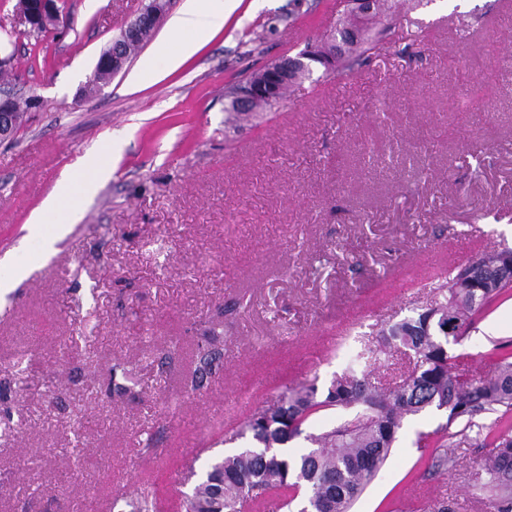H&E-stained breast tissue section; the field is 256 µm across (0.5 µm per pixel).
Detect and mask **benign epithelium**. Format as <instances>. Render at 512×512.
<instances>
[{"mask_svg": "<svg viewBox=\"0 0 512 512\" xmlns=\"http://www.w3.org/2000/svg\"><path fill=\"white\" fill-rule=\"evenodd\" d=\"M343 6L349 23L340 29L337 37L324 45L312 42L308 48L294 56L279 57L266 69L269 85L259 86L249 80L241 82L236 96L228 102V107L231 109L248 108L262 95L270 101L276 99L275 88L285 80L288 69L297 65L303 66L308 59L320 62L324 73H335L338 60L343 57L347 43L356 38L359 29L374 12L375 0H344ZM167 8L168 4L165 3V0H151L150 6L143 8L140 14L124 27L120 35L102 50L95 68L98 69L108 64L112 67V74L120 72L127 62V56L123 54L125 45L136 38L141 28L158 25ZM19 19L24 25L26 33L39 30L46 34L64 24L57 0H31V9L27 12H20ZM15 107L16 101L11 94L0 95L1 142L11 139L14 135L13 110Z\"/></svg>", "mask_w": 512, "mask_h": 512, "instance_id": "benign-epithelium-1", "label": "benign epithelium"}]
</instances>
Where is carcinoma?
I'll return each instance as SVG.
<instances>
[{
    "label": "carcinoma",
    "mask_w": 512,
    "mask_h": 512,
    "mask_svg": "<svg viewBox=\"0 0 512 512\" xmlns=\"http://www.w3.org/2000/svg\"><path fill=\"white\" fill-rule=\"evenodd\" d=\"M388 0H377L376 12L358 40L351 42L341 66L364 62L380 38L391 31ZM512 289V250L478 252L453 276L443 300L414 316L383 327L379 348L371 355L404 349L410 369L388 386L351 366L331 380L326 391L314 383L289 387L265 402L229 440L250 437L249 445L215 459L201 477L190 471L192 492L180 503L184 512H282L300 496V512H350L377 471L388 459L402 419L435 408L446 414L442 430L456 426L486 431L490 447L484 462L486 479L478 489L490 494L492 512H512V353L501 355L491 374L473 378L456 369L448 345L458 342L476 316ZM224 337L214 331L197 343L190 388H203L224 370ZM137 386L134 373L117 362L106 387L109 395L125 396ZM340 409L341 421L318 435L312 447L296 455L288 443L303 435L316 413ZM490 417L480 425L477 419ZM126 512H155L156 491L124 501Z\"/></svg>",
    "instance_id": "cac0c4a2"
}]
</instances>
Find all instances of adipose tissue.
Listing matches in <instances>:
<instances>
[{"label":"adipose tissue","instance_id":"ef3b65f1","mask_svg":"<svg viewBox=\"0 0 512 512\" xmlns=\"http://www.w3.org/2000/svg\"><path fill=\"white\" fill-rule=\"evenodd\" d=\"M241 0H184L181 9L170 17L169 40L174 47L167 51L169 69H177L199 48L200 34L220 31ZM112 176L109 151L100 148L87 153L81 164L58 180L53 191L28 220L30 235L41 237L45 252H52L55 241L76 223L81 206L91 200L99 186Z\"/></svg>","mask_w":512,"mask_h":512}]
</instances>
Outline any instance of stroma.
Returning a JSON list of instances; mask_svg holds the SVG:
<instances>
[{
    "label": "stroma",
    "instance_id": "1",
    "mask_svg": "<svg viewBox=\"0 0 512 512\" xmlns=\"http://www.w3.org/2000/svg\"><path fill=\"white\" fill-rule=\"evenodd\" d=\"M0 0L10 86L38 98L0 143V260L27 275L0 298V512H158L235 450L231 433L284 387H326L380 325L439 297L475 253L512 248V0H394L364 64L297 84L249 122L224 93L336 27L339 0H242L178 70L130 87L154 39L96 94L100 52L146 0H59L68 23L24 33ZM112 142V176L43 253L30 213L85 151ZM393 157L389 171L370 162ZM224 336V371L190 391L192 352ZM512 351V293L448 353L474 377ZM168 355L166 365L158 358ZM134 396L108 398L115 362ZM443 412L405 417L352 512H490L475 494L488 450Z\"/></svg>",
    "mask_w": 512,
    "mask_h": 512
}]
</instances>
